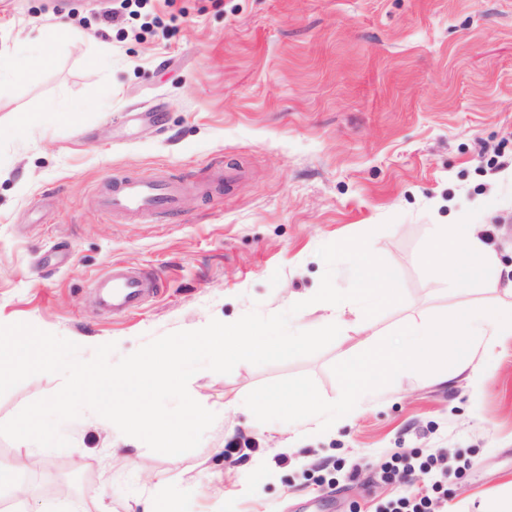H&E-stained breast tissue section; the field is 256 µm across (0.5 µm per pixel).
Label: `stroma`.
<instances>
[{
	"label": "stroma",
	"instance_id": "1",
	"mask_svg": "<svg viewBox=\"0 0 512 512\" xmlns=\"http://www.w3.org/2000/svg\"><path fill=\"white\" fill-rule=\"evenodd\" d=\"M112 5L0 0V51L25 72L0 73V324L67 338L84 360L113 342L119 359L213 319L286 311L317 292L318 249L364 233L403 300L316 354L197 372L189 393L218 423L191 452H153L86 410L61 426L68 447L39 449L33 493L0 498L86 512L103 486L112 512H143L200 486L199 512H380L410 489L379 478L404 448L462 454L446 512H495L512 493V335L479 348L480 378L402 374L322 433L260 423L244 399L307 375L336 400L347 345L462 301L512 303V0H154L148 28L127 13L100 25ZM62 23L72 39L56 38ZM26 112L40 122L20 124ZM224 169L231 187L201 200L198 181ZM120 175L177 182L179 210L104 217ZM437 224L481 225L497 279L438 270ZM116 263L164 282L136 313L96 303L91 278ZM61 384L26 379L0 396V423Z\"/></svg>",
	"mask_w": 512,
	"mask_h": 512
}]
</instances>
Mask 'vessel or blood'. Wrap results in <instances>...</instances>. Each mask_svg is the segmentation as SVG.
Segmentation results:
<instances>
[{"label":"vessel or blood","instance_id":"1","mask_svg":"<svg viewBox=\"0 0 512 512\" xmlns=\"http://www.w3.org/2000/svg\"><path fill=\"white\" fill-rule=\"evenodd\" d=\"M181 194L180 186L175 183L124 176L113 179L102 208L109 215L172 214L179 208ZM97 285L102 288L103 298L113 312L129 313L156 295L162 281L148 270L116 264L110 274L98 279Z\"/></svg>","mask_w":512,"mask_h":512}]
</instances>
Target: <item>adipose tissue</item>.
<instances>
[{"label":"adipose tissue","instance_id":"ef3b65f1","mask_svg":"<svg viewBox=\"0 0 512 512\" xmlns=\"http://www.w3.org/2000/svg\"><path fill=\"white\" fill-rule=\"evenodd\" d=\"M430 250L438 260L440 269L451 270L455 279L461 280L475 275L496 276L499 261L494 251L478 235L471 224H438L429 244ZM16 432L25 448L21 449L17 467H0V489L20 494L23 488L16 480V471L32 467L39 459L33 453L30 444L44 441L50 436V426L43 417L28 415L16 425Z\"/></svg>","mask_w":512,"mask_h":512}]
</instances>
